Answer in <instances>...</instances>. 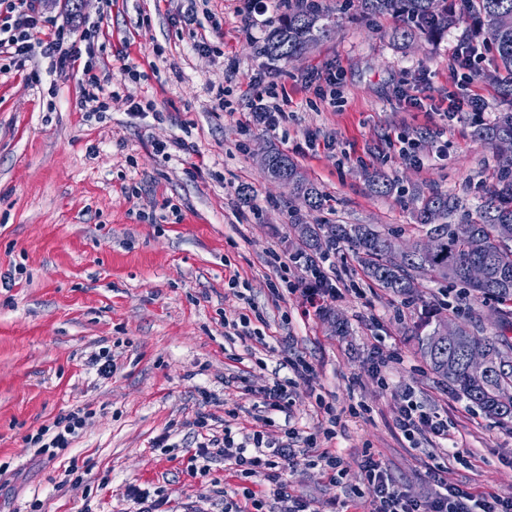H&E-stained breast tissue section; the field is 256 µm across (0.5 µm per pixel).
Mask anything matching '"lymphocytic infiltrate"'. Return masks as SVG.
<instances>
[{
	"label": "lymphocytic infiltrate",
	"instance_id": "obj_1",
	"mask_svg": "<svg viewBox=\"0 0 512 512\" xmlns=\"http://www.w3.org/2000/svg\"><path fill=\"white\" fill-rule=\"evenodd\" d=\"M36 3L37 0H0V56L24 59L37 53L54 59L60 70L82 64L85 76L82 103L90 111H105L106 104L100 97L101 79L92 60V46L81 47L72 42L70 29L49 24ZM40 29L45 30V39L34 40V31ZM484 58L485 46L481 42L470 40L454 47L449 68L457 91L448 97L447 118H454L464 110H486L484 97L472 90L477 67ZM302 262L308 277L298 290L303 296L301 314L306 317L310 312L320 311L325 302L341 297L342 291L336 286L332 274L326 271L323 258L306 255ZM284 366L288 370L287 376L273 378L256 389L263 412L255 416L250 429L237 436L228 431L219 437L212 434L207 419L195 420V456L207 464L223 461L242 479L264 477L274 487L277 512H315L310 500L285 490L282 476L286 468L307 459L318 438L335 436L340 416L333 404L320 395L316 405L326 423L321 433L302 436L292 428L286 431L284 438L270 436L268 429L274 424L271 414L284 411L289 387L299 383L309 385L316 379L314 369L303 358L286 357ZM89 417V412L81 408L70 411L58 417L52 425L27 436L26 442L36 454L55 458L57 451L67 449L79 435ZM395 425L403 438L412 444L420 438L443 441L448 438L447 417L427 409L417 401L411 389L401 394ZM362 469L366 482L374 490L367 512H512V497H503L485 487L464 490L448 485L442 476L444 468L438 463L429 465L427 470L428 478L437 488L435 495L428 498L416 496L397 485L382 461L374 455H366Z\"/></svg>",
	"mask_w": 512,
	"mask_h": 512
}]
</instances>
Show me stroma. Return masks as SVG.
<instances>
[{
	"label": "stroma",
	"instance_id": "stroma-1",
	"mask_svg": "<svg viewBox=\"0 0 512 512\" xmlns=\"http://www.w3.org/2000/svg\"><path fill=\"white\" fill-rule=\"evenodd\" d=\"M320 3L336 22L331 34L284 62L262 50L280 22L273 0H258L247 18L237 0H41L74 39H92L109 77L108 109L97 114L81 105V68L50 73L39 56L0 57V465L10 466L0 512H135L131 485L161 491L168 512H222L225 493L242 481L220 462L189 475L196 448L185 423L204 414L218 433L251 427L256 399L244 389L273 378L287 338L317 372L315 387L293 393L295 426L317 429L320 392L341 414L337 436L317 448L342 452L343 487L305 462L283 476L316 512H337L348 487H364L368 452L417 494L435 490L426 473L434 457L449 483L512 496V423L486 418L442 383L411 334L422 302L453 304L455 289L422 278L421 302H404L370 285L348 251L335 258L336 280L363 295L344 294L303 319L300 293L269 289L271 255L286 263L303 250L296 219L403 228L414 221L415 194L436 188L475 202L495 182L497 151L474 132L512 109L491 79V56L475 80L487 111L449 123L442 116L453 47L485 38L471 19L402 39L400 19L365 16L359 0ZM214 15L221 29L212 28ZM201 35L211 51L196 50ZM329 63L345 73L339 108L302 83ZM127 67L136 79L124 78ZM37 69L38 85L29 80ZM408 72L426 77L416 91L423 108L396 96ZM266 74L288 89L273 131L247 117L254 79ZM221 84L231 89L227 111L212 92ZM402 134L418 140V161L400 156ZM177 138L186 150L158 151ZM272 144L330 196L332 211H307L268 180L261 154ZM376 172L391 193L371 189ZM233 277L249 301L233 294ZM253 306L265 319L264 341L226 335L225 318ZM103 345L117 365L106 379L88 362ZM408 387L447 415L450 443L411 448L400 439L393 410ZM358 404L365 412L351 414ZM78 406L92 417L72 448L51 461L37 456L27 435ZM167 430L169 447H156Z\"/></svg>",
	"mask_w": 512,
	"mask_h": 512
}]
</instances>
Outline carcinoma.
Returning a JSON list of instances; mask_svg holds the SVG:
<instances>
[{
	"mask_svg": "<svg viewBox=\"0 0 512 512\" xmlns=\"http://www.w3.org/2000/svg\"><path fill=\"white\" fill-rule=\"evenodd\" d=\"M365 14L392 13L404 19L409 37L412 29L435 34L448 28L456 16H472L477 27L486 30L490 47L503 75V93L512 97V0H361ZM318 6L288 12L280 25L266 38L263 52L276 60L288 61L303 54L311 43L326 36L330 25ZM479 140L493 144L512 140V111L501 112L495 121L477 130ZM269 170L273 177L288 179L294 197L309 211L330 207L329 199L298 171L295 162L277 147L269 149ZM460 208L458 199L447 192L433 191L421 200L410 238L438 234L441 241L432 255H415L397 264L388 254V243L402 236V230L378 224H296L302 241L315 252H352L364 275L377 287L408 302L418 299L417 278L461 288L459 296L472 300L493 299L503 305V317L512 316V156H500L496 182L475 205V216L453 220ZM482 242L479 250L473 241ZM483 263L489 268L488 280L475 285L466 277L467 268ZM425 316L415 326L418 351L431 371L485 416L498 422H512V365L503 363L512 352V338L500 333L479 336L463 322L458 323L456 343L435 339L445 320L440 310L424 303ZM478 346L489 356L490 372L482 382L470 378L465 367V349Z\"/></svg>",
	"mask_w": 512,
	"mask_h": 512,
	"instance_id": "obj_1",
	"label": "carcinoma"
}]
</instances>
